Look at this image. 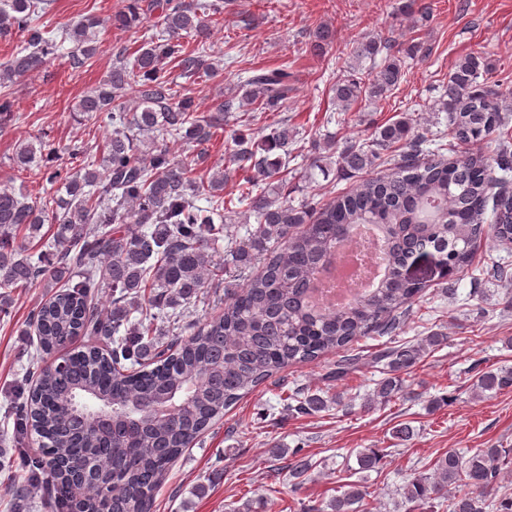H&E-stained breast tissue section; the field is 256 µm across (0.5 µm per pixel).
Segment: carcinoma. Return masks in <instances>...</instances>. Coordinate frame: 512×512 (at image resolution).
I'll return each mask as SVG.
<instances>
[{"label":"carcinoma","mask_w":512,"mask_h":512,"mask_svg":"<svg viewBox=\"0 0 512 512\" xmlns=\"http://www.w3.org/2000/svg\"><path fill=\"white\" fill-rule=\"evenodd\" d=\"M41 3L7 0L0 8V38L24 36L23 46L0 63V125L15 106L5 84L39 69L68 38L75 43L72 57L79 66L102 49L91 17L57 32L40 28ZM160 7L165 38L119 57L107 78L76 105L78 112L112 128L102 160L92 159L83 145H73L69 155L82 167L73 174L54 172L65 194L53 198L50 208L22 201L11 187L0 188V288L48 287L67 280L29 317L39 337L36 362L69 347L78 336H103L111 344L104 354L93 347L68 352L63 369L55 362L39 369L29 390L27 376L16 384L22 396L14 412L17 444L39 433L43 417L51 418L42 456L22 452L19 460L33 479L45 475L39 480L56 512H95L103 498L111 512H152L154 493L172 463L226 409L288 366L345 350L371 334L401 329V314L429 287L423 279L402 277L405 264L439 254L444 258L440 279L468 268L488 211L493 236L512 243V194L494 191L500 182L494 170L512 171V153L502 148L493 157L426 156V139L416 122L401 117L376 129L368 143L346 144L335 161L336 174L349 179L366 173L377 167L381 152L396 145L401 147L398 159L318 208L294 204V193L309 174L284 175L288 126L272 128L258 145L236 135L231 158L235 171L243 174V200L257 224L227 247L226 258L219 257L216 244L224 237L226 208L217 193L224 190V172L198 181L189 164L170 159L159 140L171 136L202 146L234 114L231 99L211 112L198 111L187 95L172 102L165 69L173 64L194 76L206 67L201 52L187 50L186 40L205 36L198 11L216 14L224 5L221 0H163ZM153 9L152 3L127 0L114 21L130 28ZM353 54L373 64L364 77L354 69L337 78L333 90L343 112L365 95L377 100L392 91L403 76L404 56L414 55V49L368 38ZM487 71L483 56L469 54L448 76V99L438 111L448 113L451 146L486 139L508 125L512 104L494 86L479 82ZM294 90L288 69H257L241 104L256 100L263 110L277 112ZM58 159L55 145L40 139L20 145L15 161L25 166ZM201 199L209 206L198 205ZM49 217L54 219V251L37 257L24 253L17 238H35ZM361 224H373L382 234L385 278L343 306L312 308L307 293L330 263L336 241ZM227 262L240 272L257 264L260 270L244 279L221 314L202 324L185 320L178 307L205 288L220 287ZM102 282L112 288V309L106 312L90 302ZM135 312L139 318L133 320ZM163 316L181 324L185 338L176 347L156 339L155 321ZM441 340L432 335L376 351L371 363L383 366L386 377L364 407L404 397L401 374ZM124 361L140 369L127 371ZM358 365L359 358L346 357L330 375L344 378ZM511 386L512 371H485L476 381L483 392ZM285 400L305 415L327 406L326 398L298 388ZM89 453L98 473L112 477V485L104 491L91 479L75 502L61 479L67 467H76ZM383 459L377 450L365 448L357 456L358 470L373 471ZM511 464L512 452L504 448H478L467 458L450 449L436 459L434 473L413 480L405 495L419 505L446 501L450 512H512V497L498 495L502 469ZM309 467L308 458L294 451L290 476L299 479ZM456 486L471 491L457 494L452 491ZM305 512H372V504L362 484L348 482L325 507Z\"/></svg>","instance_id":"cac0c4a2"}]
</instances>
